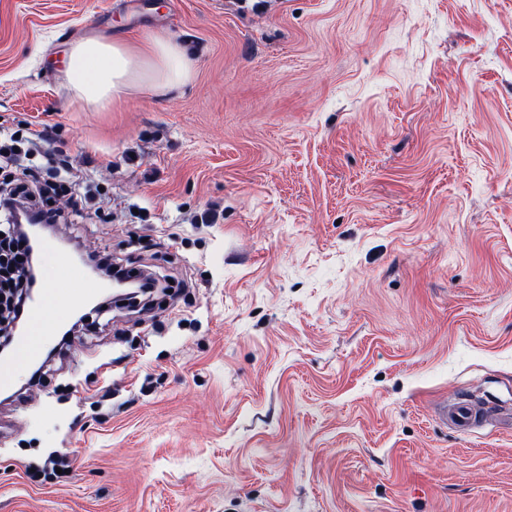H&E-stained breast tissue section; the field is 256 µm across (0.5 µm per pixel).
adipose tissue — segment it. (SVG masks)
I'll return each mask as SVG.
<instances>
[{"mask_svg": "<svg viewBox=\"0 0 512 512\" xmlns=\"http://www.w3.org/2000/svg\"><path fill=\"white\" fill-rule=\"evenodd\" d=\"M193 75L183 48L163 36L148 37L140 51L118 38H85L70 48L66 70L75 95L98 108L121 99L136 85L160 95L170 93Z\"/></svg>", "mask_w": 512, "mask_h": 512, "instance_id": "adipose-tissue-1", "label": "adipose tissue"}]
</instances>
